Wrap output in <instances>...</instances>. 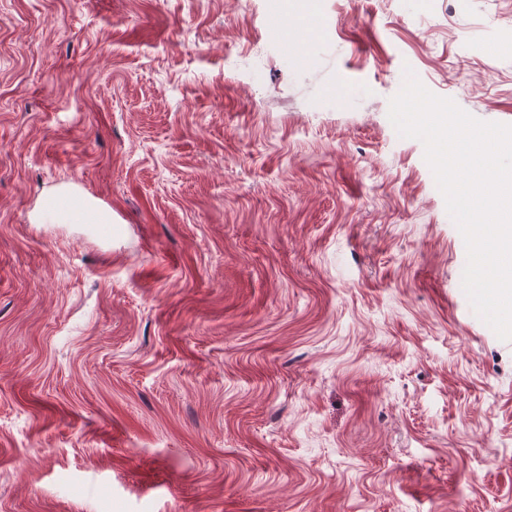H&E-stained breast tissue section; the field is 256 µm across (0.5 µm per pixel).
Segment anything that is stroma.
<instances>
[{
  "label": "stroma",
  "mask_w": 512,
  "mask_h": 512,
  "mask_svg": "<svg viewBox=\"0 0 512 512\" xmlns=\"http://www.w3.org/2000/svg\"><path fill=\"white\" fill-rule=\"evenodd\" d=\"M512 0H0V512H512V340L389 101L512 125ZM68 186L108 224L37 223Z\"/></svg>",
  "instance_id": "obj_1"
}]
</instances>
